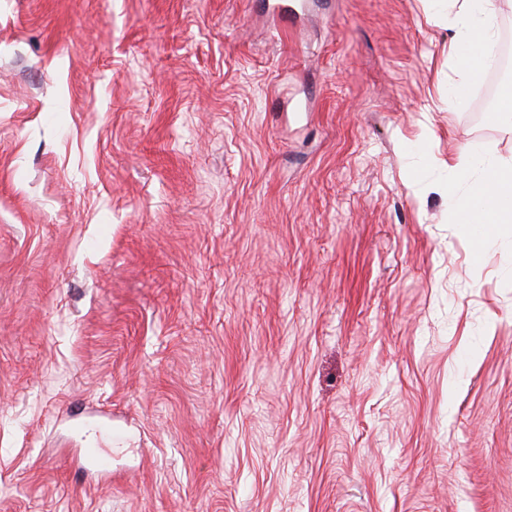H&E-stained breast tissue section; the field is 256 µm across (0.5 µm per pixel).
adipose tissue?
Masks as SVG:
<instances>
[{
    "label": "adipose tissue",
    "instance_id": "obj_1",
    "mask_svg": "<svg viewBox=\"0 0 512 512\" xmlns=\"http://www.w3.org/2000/svg\"><path fill=\"white\" fill-rule=\"evenodd\" d=\"M497 16L498 0H464L463 7L449 18L448 56L466 63L463 83H479L492 65ZM471 164L480 168L481 176L468 193L453 199L454 222L466 223L474 234H496L512 244V159L491 161L474 156L458 168L463 171Z\"/></svg>",
    "mask_w": 512,
    "mask_h": 512
}]
</instances>
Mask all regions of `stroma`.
Returning <instances> with one entry per match:
<instances>
[{
  "mask_svg": "<svg viewBox=\"0 0 512 512\" xmlns=\"http://www.w3.org/2000/svg\"><path fill=\"white\" fill-rule=\"evenodd\" d=\"M294 2L0 0V512H512V118L445 0ZM481 170L479 180L466 194L452 201L453 220L476 234H498L512 246V159L471 157ZM467 217V221H464Z\"/></svg>",
  "mask_w": 512,
  "mask_h": 512,
  "instance_id": "1",
  "label": "stroma"
}]
</instances>
